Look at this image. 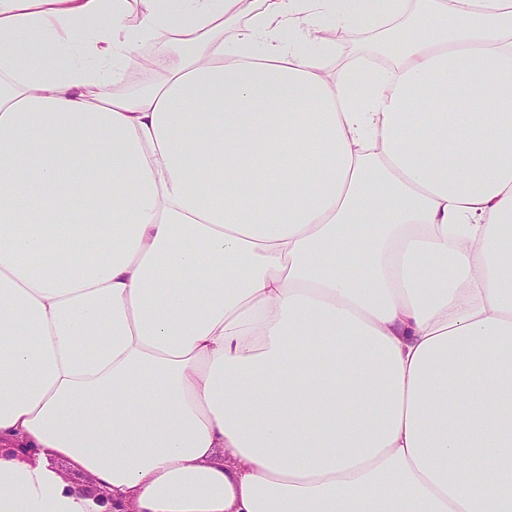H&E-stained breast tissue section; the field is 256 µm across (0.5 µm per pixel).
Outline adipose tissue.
Listing matches in <instances>:
<instances>
[{"mask_svg": "<svg viewBox=\"0 0 512 512\" xmlns=\"http://www.w3.org/2000/svg\"><path fill=\"white\" fill-rule=\"evenodd\" d=\"M0 439V512H512V0H0ZM340 31L350 35L349 40L346 42H339L344 51L342 63L352 61L356 57L360 56L364 48H366L375 39V37L378 36L374 31L360 27H352ZM84 475V474H83ZM86 478L85 483H78L74 481L72 477H70L68 474H65L66 480L71 483V488L73 490L83 496L93 498L96 500V502L99 503L101 507L104 509L101 512H131L133 511L128 507V504L118 498H113L112 493H110L106 487H101L100 485H97L95 481L88 477L87 475H84Z\"/></svg>", "mask_w": 512, "mask_h": 512, "instance_id": "ef3b65f1", "label": "adipose tissue"}]
</instances>
